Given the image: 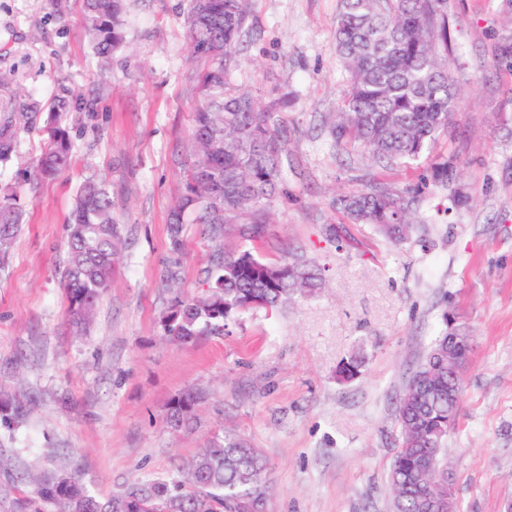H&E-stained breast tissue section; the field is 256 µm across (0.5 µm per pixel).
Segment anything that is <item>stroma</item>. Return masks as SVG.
I'll return each mask as SVG.
<instances>
[{
  "mask_svg": "<svg viewBox=\"0 0 512 512\" xmlns=\"http://www.w3.org/2000/svg\"><path fill=\"white\" fill-rule=\"evenodd\" d=\"M458 89L447 129L409 166L336 147L333 124L349 91L336 54L339 0H250V35L233 91L275 106L287 142L282 180L258 239L230 231L227 249L268 260L295 251L324 266L326 285L274 313L239 316L221 336L182 346L162 335L174 296L205 294L215 243L186 225L179 277L163 279L167 221L186 170L197 61L184 0H125L126 42L108 63L78 16L53 18L46 0H0V70L49 103L68 91L86 106L63 119L68 170L29 192L40 133L21 132L0 167V192L18 191L24 223L0 270V391L35 397L0 427V512H39L17 473L62 469L107 498L135 481L167 479L213 436L258 448L272 486L268 512H392L389 466L407 382L452 312L471 335L459 425L447 463L460 512L512 502V19L502 0H447ZM456 174L435 182L434 164ZM105 181L126 240L112 283L83 329L73 328L54 267L78 186ZM379 186L419 190V231L401 245L349 223L335 198ZM464 190L470 206L454 204ZM362 358V373L336 378ZM203 389L191 432L164 422L172 395Z\"/></svg>",
  "mask_w": 512,
  "mask_h": 512,
  "instance_id": "obj_1",
  "label": "stroma"
}]
</instances>
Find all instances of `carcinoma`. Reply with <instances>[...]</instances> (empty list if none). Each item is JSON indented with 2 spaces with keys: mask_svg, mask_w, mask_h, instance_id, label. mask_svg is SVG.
Segmentation results:
<instances>
[{
  "mask_svg": "<svg viewBox=\"0 0 512 512\" xmlns=\"http://www.w3.org/2000/svg\"><path fill=\"white\" fill-rule=\"evenodd\" d=\"M60 23L72 14L71 0H49ZM246 0H186V38L193 57L207 65L196 78L187 179L174 202L167 233L168 277L177 276L184 224L194 218L217 238L232 220L248 216L246 232L257 237L280 180L286 142L273 113L248 93H231L229 75L238 66L239 46L248 30ZM81 25L95 53L106 62L124 46L123 0H81ZM336 52L350 92L336 113V146L359 147L390 165L419 160L448 128L456 106L455 81L448 67L447 0H340ZM71 100L55 97L46 111L37 100L11 92L0 98V166L12 161L20 130L38 129L45 144L32 166L29 190L69 166V130L58 122ZM18 192L0 194V270L11 257L23 211ZM413 198L384 189L348 192L337 205L354 224H369L395 245L410 240ZM67 241L58 274L71 320L90 322L112 282L123 248L112 214V197L102 182L85 180L66 224ZM325 280L299 256L268 261L249 250L219 251L207 269L205 295L174 298L161 316L163 335L189 344L203 335H222L240 313L273 309L324 287ZM362 360L339 363L340 381L360 374ZM205 394L187 388L167 404L166 423L178 432L193 430ZM24 411L22 401L0 397V422L9 425ZM459 402H448V332L436 337L399 401L398 446L389 480L392 512H442L429 503L426 483L448 494L443 455L456 425ZM267 462L237 436H216L169 481L135 482L107 499L89 494L73 474H33L43 512H267Z\"/></svg>",
  "mask_w": 512,
  "mask_h": 512,
  "instance_id": "carcinoma-1",
  "label": "carcinoma"
}]
</instances>
